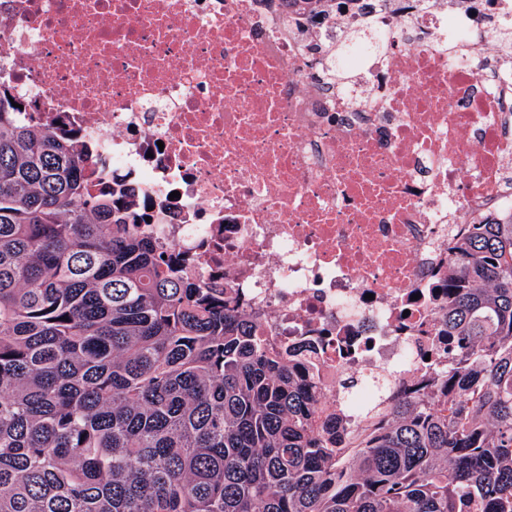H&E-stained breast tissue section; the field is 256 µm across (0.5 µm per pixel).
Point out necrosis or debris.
<instances>
[{"instance_id":"4bbe7bcc","label":"necrosis or debris","mask_w":512,"mask_h":512,"mask_svg":"<svg viewBox=\"0 0 512 512\" xmlns=\"http://www.w3.org/2000/svg\"><path fill=\"white\" fill-rule=\"evenodd\" d=\"M0 77L267 343L314 344L352 429L366 376L401 394L446 365L460 231L512 222V0H0Z\"/></svg>"}]
</instances>
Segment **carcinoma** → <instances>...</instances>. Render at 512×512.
Listing matches in <instances>:
<instances>
[{"instance_id": "carcinoma-1", "label": "carcinoma", "mask_w": 512, "mask_h": 512, "mask_svg": "<svg viewBox=\"0 0 512 512\" xmlns=\"http://www.w3.org/2000/svg\"><path fill=\"white\" fill-rule=\"evenodd\" d=\"M31 111L0 82V512H512V223L450 247L439 381L349 431L314 347L271 351Z\"/></svg>"}]
</instances>
